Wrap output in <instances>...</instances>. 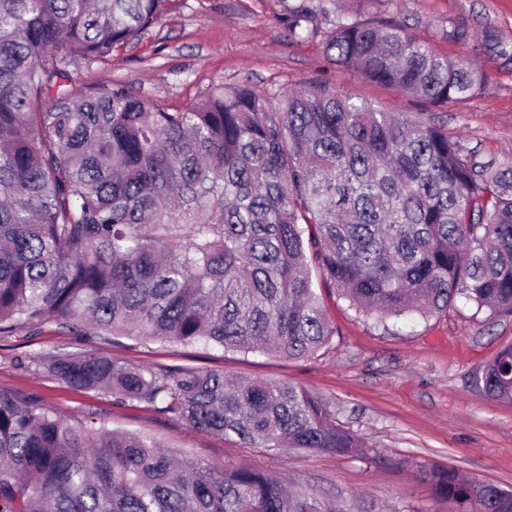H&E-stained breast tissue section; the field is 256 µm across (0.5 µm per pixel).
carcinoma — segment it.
Segmentation results:
<instances>
[{
    "label": "carcinoma",
    "instance_id": "carcinoma-1",
    "mask_svg": "<svg viewBox=\"0 0 512 512\" xmlns=\"http://www.w3.org/2000/svg\"><path fill=\"white\" fill-rule=\"evenodd\" d=\"M179 0H0V337L76 336L300 359L336 335L313 276L381 324L460 300L512 318V158L326 87H216L171 112L128 87L77 86ZM288 29L309 33L308 13ZM455 61L405 27L336 17V67L435 105L512 68V40L465 25ZM78 391L145 406L246 448L367 457L366 439L290 382L34 357ZM512 402V346L479 376ZM433 500L512 512V489L418 470ZM0 512H366L259 466L183 462L144 432L91 431L0 388Z\"/></svg>",
    "mask_w": 512,
    "mask_h": 512
}]
</instances>
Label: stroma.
<instances>
[{
  "mask_svg": "<svg viewBox=\"0 0 512 512\" xmlns=\"http://www.w3.org/2000/svg\"><path fill=\"white\" fill-rule=\"evenodd\" d=\"M298 6L312 12L303 40L288 32V15ZM344 12L362 21L406 25L414 38L455 57H470L471 49L448 40L454 23L475 33L491 25L512 40V0H182L180 10L111 62L80 67L75 79L108 87L120 83L174 111L222 84L259 92L337 86L388 111L423 113L463 149L485 157L512 156L511 69L492 71L487 87L467 101L430 105L331 64L324 45ZM318 292L336 334L308 358L227 355L124 336L90 340L49 326L33 338L0 339V388L36 396L87 427L104 422L146 431L184 459L259 465L289 484L358 499L372 512H461L455 502H434L430 489L417 480L415 470L424 464L512 489V403L487 397L474 382L481 368L512 346V318L477 316L461 302L448 314L386 328L357 316L328 285L319 284ZM89 351L131 364L198 367L302 386L328 404L339 424L368 438V456L242 448L153 410L116 405L110 395L73 390L28 366L37 354Z\"/></svg>",
  "mask_w": 512,
  "mask_h": 512,
  "instance_id": "obj_1",
  "label": "stroma"
}]
</instances>
